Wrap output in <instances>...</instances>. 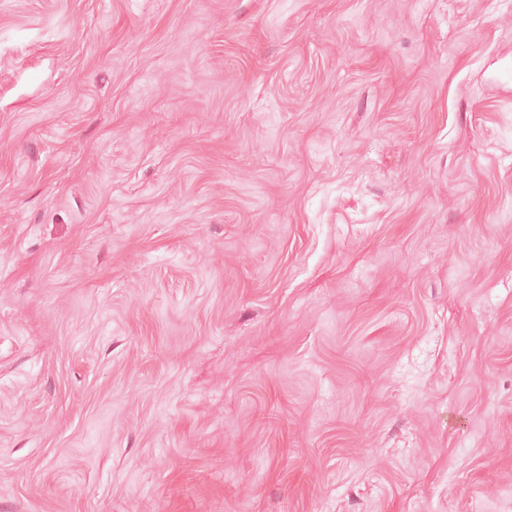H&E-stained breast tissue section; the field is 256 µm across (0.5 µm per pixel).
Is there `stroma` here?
I'll list each match as a JSON object with an SVG mask.
<instances>
[{
	"label": "stroma",
	"instance_id": "1",
	"mask_svg": "<svg viewBox=\"0 0 512 512\" xmlns=\"http://www.w3.org/2000/svg\"><path fill=\"white\" fill-rule=\"evenodd\" d=\"M0 512H512V7L0 0Z\"/></svg>",
	"mask_w": 512,
	"mask_h": 512
}]
</instances>
